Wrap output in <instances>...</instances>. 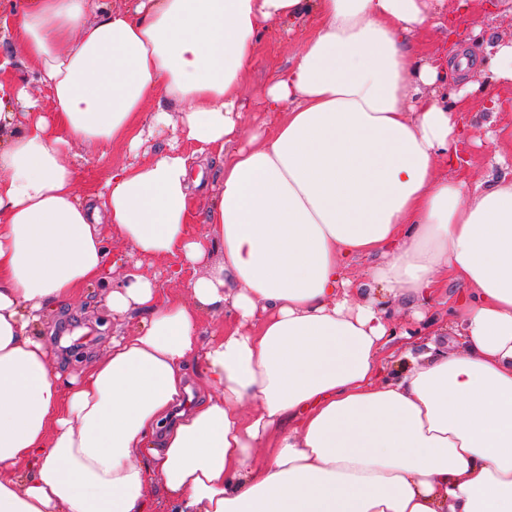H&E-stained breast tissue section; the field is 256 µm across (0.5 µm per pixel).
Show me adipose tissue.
<instances>
[{
  "label": "adipose tissue",
  "mask_w": 512,
  "mask_h": 512,
  "mask_svg": "<svg viewBox=\"0 0 512 512\" xmlns=\"http://www.w3.org/2000/svg\"><path fill=\"white\" fill-rule=\"evenodd\" d=\"M87 3L12 0L0 61V512H153L156 481L169 512H512V176L437 172L474 107L439 90L479 70L512 83V43L486 63L411 53L444 0ZM307 17L266 92L280 123L239 146L262 30ZM174 117L167 149L76 194L72 145L135 148ZM214 153L196 235L191 170ZM104 221L146 257L222 258L189 300L165 298L135 266L107 279ZM445 275L466 285L449 324L462 350L386 365L390 305L430 306ZM103 282L142 327L60 380L34 329ZM205 313L224 330L202 345ZM192 360L202 397L180 412Z\"/></svg>",
  "instance_id": "1"
}]
</instances>
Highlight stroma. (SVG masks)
I'll return each instance as SVG.
<instances>
[{"mask_svg":"<svg viewBox=\"0 0 512 512\" xmlns=\"http://www.w3.org/2000/svg\"><path fill=\"white\" fill-rule=\"evenodd\" d=\"M310 29L311 23L306 19L292 24L277 20L268 24L256 46L253 68L242 89L246 109L240 144H247L257 126L275 125L276 116L265 112L262 105L265 90L291 64L298 43ZM466 36L470 53L480 57L485 56L488 45L511 41L512 12L507 10L504 0H472ZM497 93L499 102L495 108L476 109L463 115L468 136L457 145L463 162L458 175L472 182L498 177V170L489 166L492 155L498 153L512 160V85H502ZM165 142V137L160 136L136 151L125 144H111L102 150L74 147L70 159L78 171L76 191L87 195L113 168L148 162L164 148ZM101 232L108 248V264L118 272L140 264L142 273L154 280L162 294L187 296L189 281L204 272L203 266L188 265L177 256L140 257L111 225H102ZM105 295V286L84 288L63 306L49 310L38 325L36 334L43 337L48 346L53 372L65 378L78 375L94 358L108 351L117 325H124L132 332L140 328L142 318L138 315L126 318L120 324L109 320ZM429 315V321H417L411 308L403 305L395 313L394 321L398 329L411 333L414 347L429 343L440 347L456 345V337L438 333V322L451 316L449 305L435 306Z\"/></svg>","mask_w":512,"mask_h":512,"instance_id":"stroma-1","label":"stroma"}]
</instances>
